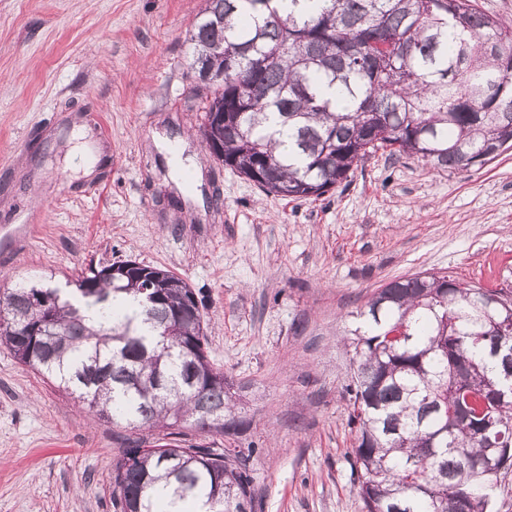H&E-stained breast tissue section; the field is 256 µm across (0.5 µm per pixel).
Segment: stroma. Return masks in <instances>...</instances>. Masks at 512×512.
<instances>
[{
  "label": "stroma",
  "mask_w": 512,
  "mask_h": 512,
  "mask_svg": "<svg viewBox=\"0 0 512 512\" xmlns=\"http://www.w3.org/2000/svg\"><path fill=\"white\" fill-rule=\"evenodd\" d=\"M202 5L0 0V290L127 259L170 270L202 299L209 359L243 405L237 432L189 441L254 447L255 512H361L343 335L418 272L512 291V148L464 172L378 153L319 199L265 194L199 135L187 37ZM158 134L200 164L197 207ZM126 437L0 347V512H114Z\"/></svg>",
  "instance_id": "obj_1"
}]
</instances>
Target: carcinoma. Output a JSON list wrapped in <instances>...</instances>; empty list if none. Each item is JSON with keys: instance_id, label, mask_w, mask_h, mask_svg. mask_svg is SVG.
Instances as JSON below:
<instances>
[{"instance_id": "obj_1", "label": "carcinoma", "mask_w": 512, "mask_h": 512, "mask_svg": "<svg viewBox=\"0 0 512 512\" xmlns=\"http://www.w3.org/2000/svg\"><path fill=\"white\" fill-rule=\"evenodd\" d=\"M188 42L213 72L210 155L268 195L318 199L378 150L467 171L512 142V27L470 0H205ZM52 296L32 307L36 284ZM422 272L378 289L344 343L362 512H491L485 443L512 448V298ZM139 299L133 316L111 301ZM98 309L100 322H87ZM203 302L174 273L88 268L0 293V346L96 419L163 438L230 433L235 403L208 360ZM204 409L215 418L202 419ZM112 468L115 512H254V448L142 447Z\"/></svg>"}]
</instances>
